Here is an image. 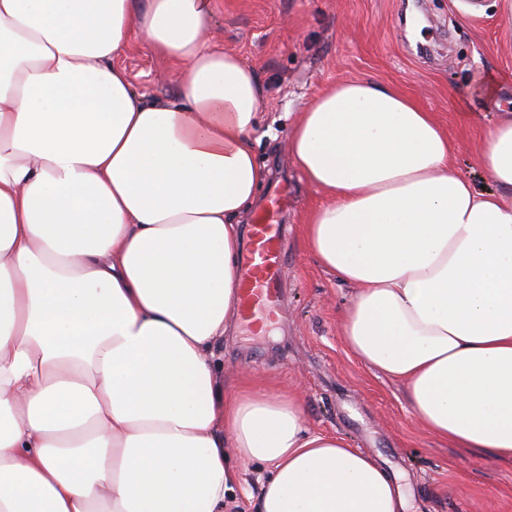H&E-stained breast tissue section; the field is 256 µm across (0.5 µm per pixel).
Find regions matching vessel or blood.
Wrapping results in <instances>:
<instances>
[{"instance_id":"b4317fda","label":"vessel or blood","mask_w":512,"mask_h":512,"mask_svg":"<svg viewBox=\"0 0 512 512\" xmlns=\"http://www.w3.org/2000/svg\"><path fill=\"white\" fill-rule=\"evenodd\" d=\"M255 247L244 256L241 278L246 310L244 321H252L257 310L270 306L277 298L282 281L283 253L279 247V227L271 215L258 218L254 226Z\"/></svg>"}]
</instances>
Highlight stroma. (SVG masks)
Returning a JSON list of instances; mask_svg holds the SVG:
<instances>
[{"mask_svg": "<svg viewBox=\"0 0 512 512\" xmlns=\"http://www.w3.org/2000/svg\"><path fill=\"white\" fill-rule=\"evenodd\" d=\"M217 38L253 67L269 105L260 119L259 160L272 177L255 211L288 197L283 302L255 329L233 321L218 346L224 380L259 393L292 391L316 432L352 447L398 474L410 512H512V460L469 453L424 433L407 388L379 375L345 346L339 313L352 285L319 266L302 246L303 224L324 195L307 185L288 156L302 106L328 84L371 79L394 85L434 112L458 150L455 166L475 185L477 127L463 124L449 98L471 72L512 75V0H214ZM155 100L176 91L173 64L135 40L118 59ZM227 512H252L264 468L240 463Z\"/></svg>", "mask_w": 512, "mask_h": 512, "instance_id": "35a3bbf8", "label": "stroma"}]
</instances>
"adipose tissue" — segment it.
<instances>
[{"label":"adipose tissue","mask_w":512,"mask_h":512,"mask_svg":"<svg viewBox=\"0 0 512 512\" xmlns=\"http://www.w3.org/2000/svg\"><path fill=\"white\" fill-rule=\"evenodd\" d=\"M213 0H0V512H405L398 477L311 432L293 394L225 386L214 345L241 307L240 219L268 171L266 96L213 37ZM140 36L176 68L147 100L117 62ZM458 174L434 113L339 81L299 113L290 158L327 199L304 238L356 293L346 347L403 381L435 440L512 459V111ZM496 112L494 121L483 114ZM239 472V482L236 484L231 498L225 505V511L249 512L253 511V503L258 493L260 481L265 475L264 467L260 463L234 462ZM251 497V498H250Z\"/></svg>","instance_id":"obj_1"}]
</instances>
